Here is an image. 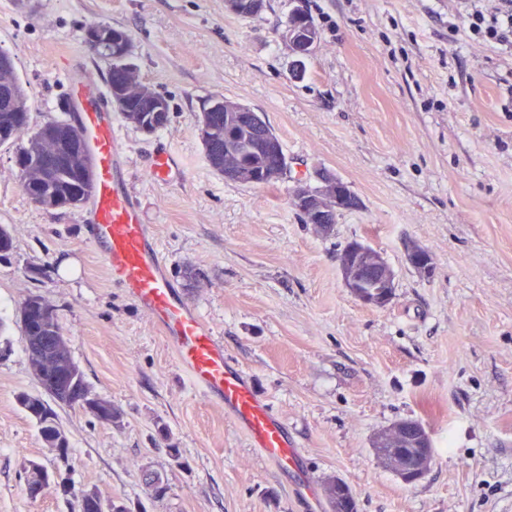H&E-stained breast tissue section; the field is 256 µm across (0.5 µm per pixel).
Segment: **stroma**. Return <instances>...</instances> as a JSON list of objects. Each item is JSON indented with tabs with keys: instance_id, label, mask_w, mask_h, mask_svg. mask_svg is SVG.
Here are the masks:
<instances>
[{
	"instance_id": "1",
	"label": "stroma",
	"mask_w": 512,
	"mask_h": 512,
	"mask_svg": "<svg viewBox=\"0 0 512 512\" xmlns=\"http://www.w3.org/2000/svg\"><path fill=\"white\" fill-rule=\"evenodd\" d=\"M305 2L319 29L301 69L282 39ZM502 0H0V49L14 59L30 127L67 119L74 84L105 88L110 64L89 24L124 30L139 78L170 103L147 134L111 113L124 188L155 234L181 299L196 309L286 424L318 493L277 474L216 400L193 387L147 315L112 282L89 237V207L45 210L24 194L15 149L0 147V512H71L63 484L127 512H331L337 477L357 512H505L512 503V47L471 28ZM250 106L283 142L288 172L267 185L224 180L199 138L204 103ZM168 150L179 164L151 173ZM327 169L359 200L324 235L290 201ZM395 275L389 303H360L338 255L352 241ZM431 257L411 267L406 245ZM32 295L53 306L103 423L55 406L67 457L46 447L17 401L39 395L19 323ZM420 421L433 463L404 484L375 437ZM179 456H172V449ZM54 473L38 497L25 468ZM167 485L155 498L146 472Z\"/></svg>"
}]
</instances>
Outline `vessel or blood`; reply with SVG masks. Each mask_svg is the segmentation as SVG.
Wrapping results in <instances>:
<instances>
[{
  "label": "vessel or blood",
  "mask_w": 512,
  "mask_h": 512,
  "mask_svg": "<svg viewBox=\"0 0 512 512\" xmlns=\"http://www.w3.org/2000/svg\"><path fill=\"white\" fill-rule=\"evenodd\" d=\"M96 168L90 197L92 233L105 246L104 264L175 350L194 387L219 398L277 473L298 470L301 454L285 426L236 370L201 315L177 299L165 266L152 256L154 237L138 206L121 189L118 136L107 112L82 117Z\"/></svg>",
  "instance_id": "1"
}]
</instances>
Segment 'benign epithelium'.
Instances as JSON below:
<instances>
[{"instance_id": "benign-epithelium-1", "label": "benign epithelium", "mask_w": 512, "mask_h": 512, "mask_svg": "<svg viewBox=\"0 0 512 512\" xmlns=\"http://www.w3.org/2000/svg\"><path fill=\"white\" fill-rule=\"evenodd\" d=\"M306 21L307 9L301 4L296 7L292 21L282 32V37L299 62L310 55L316 43L305 30ZM86 43L97 54H116L125 61L110 94V103L116 111L128 112V104L136 102L137 111L152 112L158 116L159 121H165L166 109L161 96L139 80L135 68L129 62L132 47L123 30L91 25L86 30ZM13 71L11 57L0 54V83L12 89L7 111L26 112L27 103L15 92V86L11 85ZM218 108L224 111V151L231 157L227 162L224 161L226 155L210 151L209 132L212 127L208 113ZM67 126L68 135L55 140L53 146L52 154L56 155V164L43 167L34 156L19 154L15 157L18 172L24 174L34 168L39 169L37 178L24 180L23 190L26 194L40 195L55 174L57 166L66 167L74 157L85 154L87 141L80 132V122L70 121ZM199 128L209 163L225 180L239 183L254 181L256 171L253 165L245 161V155L249 153L267 158L266 166L262 169L264 180L276 181L286 173L288 160L280 153L278 143L260 113L248 106L217 97L207 112L201 114ZM315 178L318 182L316 186L304 180L296 181L292 204L305 223L329 234L335 225V215L354 209L355 200L349 186L335 174L320 170L316 172ZM406 257L414 268L430 270V255L417 243L408 244ZM339 269L345 287L363 305L384 307L389 303L395 276L377 250L364 243L351 242L339 255ZM39 313L40 317L35 320L24 310L20 314L21 320L25 321L29 355L35 375L42 378L55 372L63 380L76 382L79 369L71 358L67 337L60 330L55 331L53 336L43 335V331L52 330L50 319L55 317L54 309L46 304L39 308ZM391 430L403 440L404 446L384 448L380 457L404 483L413 484L422 479L431 467L433 452L430 436L417 420H400L391 426Z\"/></svg>"}]
</instances>
